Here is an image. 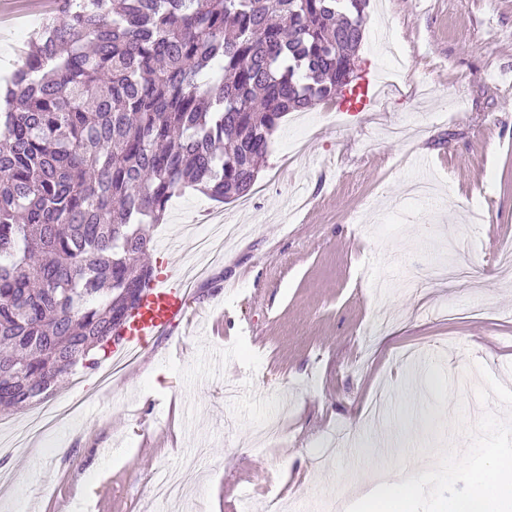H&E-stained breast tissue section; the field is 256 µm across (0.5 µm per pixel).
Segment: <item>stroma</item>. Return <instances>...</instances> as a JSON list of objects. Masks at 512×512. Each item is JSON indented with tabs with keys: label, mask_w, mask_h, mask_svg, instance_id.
Here are the masks:
<instances>
[{
	"label": "stroma",
	"mask_w": 512,
	"mask_h": 512,
	"mask_svg": "<svg viewBox=\"0 0 512 512\" xmlns=\"http://www.w3.org/2000/svg\"><path fill=\"white\" fill-rule=\"evenodd\" d=\"M55 7L1 27L0 56L18 65ZM393 53L398 88L369 111L283 118L248 208L173 196L149 262L194 277L187 326L53 389L76 409L36 459L0 450V512H318L431 460L421 418L502 412L476 391L484 370L512 382V0H370L360 74ZM216 207L242 232L202 263L181 227ZM441 260L479 275L435 280ZM199 448L185 501H155Z\"/></svg>",
	"instance_id": "obj_1"
}]
</instances>
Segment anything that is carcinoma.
Returning <instances> with one entry per match:
<instances>
[{"mask_svg":"<svg viewBox=\"0 0 512 512\" xmlns=\"http://www.w3.org/2000/svg\"><path fill=\"white\" fill-rule=\"evenodd\" d=\"M0 94V408L111 352L148 228L246 196L290 112L342 95L369 0H57Z\"/></svg>","mask_w":512,"mask_h":512,"instance_id":"obj_1","label":"carcinoma"}]
</instances>
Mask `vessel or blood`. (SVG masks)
Returning a JSON list of instances; mask_svg holds the SVG:
<instances>
[{
	"label": "vessel or blood",
	"mask_w": 512,
	"mask_h": 512,
	"mask_svg": "<svg viewBox=\"0 0 512 512\" xmlns=\"http://www.w3.org/2000/svg\"><path fill=\"white\" fill-rule=\"evenodd\" d=\"M189 293L184 274L177 271L152 281L139 310L123 332L116 354L147 349L156 336L182 324L187 318Z\"/></svg>",
	"instance_id": "b4317fda"
}]
</instances>
